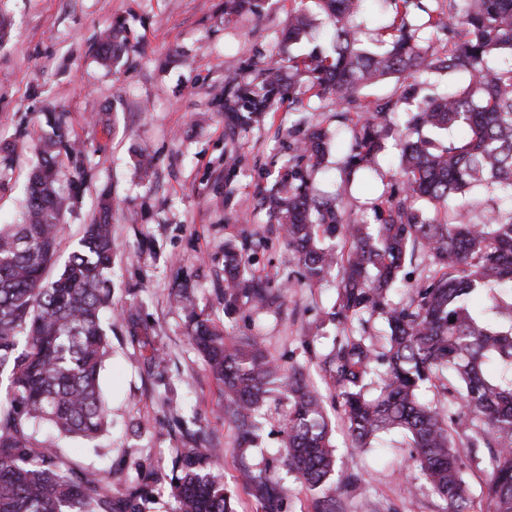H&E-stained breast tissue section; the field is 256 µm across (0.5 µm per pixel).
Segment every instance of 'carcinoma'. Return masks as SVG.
Listing matches in <instances>:
<instances>
[{
  "instance_id": "cac0c4a2",
  "label": "carcinoma",
  "mask_w": 512,
  "mask_h": 512,
  "mask_svg": "<svg viewBox=\"0 0 512 512\" xmlns=\"http://www.w3.org/2000/svg\"><path fill=\"white\" fill-rule=\"evenodd\" d=\"M363 0H322L331 28L328 47L288 56L263 68L257 85H239L234 98L247 102L240 124L259 122L282 95L274 70L305 74L312 94L336 96L342 111L358 113L345 182L374 164L383 140L395 132L390 115L405 98L383 104L365 99L367 82L419 74L464 71L474 80L461 90L433 97L408 115L399 132L400 177L376 206L375 222L350 217L341 197L322 201L309 172L324 158L325 133L309 131L297 155L262 197V206L280 224L296 264L309 282L338 278L329 320L344 324L379 314L390 330L388 346L375 351L362 337L343 336L323 361L340 398L354 447L368 448L390 430L412 441L415 467L444 502V512H472L462 469L476 449H489L484 497L487 512H512V300L505 305L509 326L477 322L465 305L474 292L512 283V211L473 224L459 207L440 220L425 210L445 209L448 200L474 188L492 187L512 200V65L491 66L497 55L512 56V0H470L461 12L448 0V27L458 33L450 52L430 54L404 17L417 10L436 30L442 19L427 0H393L390 46L383 52L359 47L351 23ZM255 0H224V17L254 11ZM311 29L299 12L288 13L284 39L297 43ZM124 27L116 24L96 53L117 62L126 52ZM52 130L27 186L21 224L0 225V381L7 380L8 405L0 407V512H144L149 483L120 493L96 473L76 470L54 444H41L35 426L49 423L61 437L92 440L108 423L109 407L99 374L109 349L104 312L112 306L111 199L104 195L98 215L86 225L78 249L52 279L45 273L56 252L58 227L82 179L72 191L59 190L58 148L70 154L67 115L50 112ZM461 128L466 136L446 145L427 136ZM249 243L224 242V312L248 303L269 302L268 286L248 272ZM430 267L411 286L407 303H389L390 288L404 281L402 268L415 252ZM190 339L224 387V415L237 426L239 447H250L261 411L272 393L288 401L285 462L306 488L319 493V512H336L335 449L322 401L299 371L285 373L252 336H230L196 312L188 294ZM505 375L491 378L487 363ZM455 375L456 421L479 428L466 447L454 441L443 410L420 400V392L443 373ZM377 384L375 391L368 386ZM247 483L265 512H279L277 483L263 472ZM170 485L174 512H232L218 457L186 448L173 462Z\"/></svg>"
}]
</instances>
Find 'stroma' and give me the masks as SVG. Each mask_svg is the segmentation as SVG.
<instances>
[{"mask_svg":"<svg viewBox=\"0 0 512 512\" xmlns=\"http://www.w3.org/2000/svg\"><path fill=\"white\" fill-rule=\"evenodd\" d=\"M293 8L321 15L317 0H260L258 12L231 23L224 20V0H0V23L7 27L0 37V140L17 146L13 165L0 168L6 185L0 224L21 221L49 111L68 114L69 136L81 145L80 154L59 156L62 179L83 178L81 196L60 226L57 265L68 261L100 196L114 203L112 298L123 315L112 323L100 373L108 426L95 440L67 438L61 445L73 467L125 487L153 474L150 512H173L169 474L189 430L198 447L219 456L233 512H262L239 479L244 461L277 481L282 512H316L313 495L283 463L282 405L270 403L258 447L239 448L236 426L222 412L223 392L175 303L188 288L198 309L224 326V241L260 239L265 247L250 269L270 284L275 303L246 305L231 322L237 334L256 336L283 369L302 370L323 399L339 458L337 512H442L425 476L409 466L408 438L391 432L374 447H352L321 368L334 338L345 334L366 333L383 350L384 319L373 315L363 327L323 323L336 299L332 276L281 289L292 253L258 204L297 136L314 128L327 131L328 143L311 182L320 195H334L351 153L353 122L337 118L333 98L311 96L304 78L285 68L279 78L291 86V100L257 124L237 126L214 100L227 75L253 84L272 56L288 55L283 29ZM393 16L388 0H369L353 22L356 39L383 47ZM118 22L131 49L106 66L94 47ZM469 79L463 72L389 78L367 86L364 95L370 101L404 95L413 104ZM143 151L154 159L147 176L137 165ZM398 177L399 152L390 138L376 169L355 175L346 210L372 219V204Z\"/></svg>","mask_w":512,"mask_h":512,"instance_id":"1","label":"stroma"}]
</instances>
